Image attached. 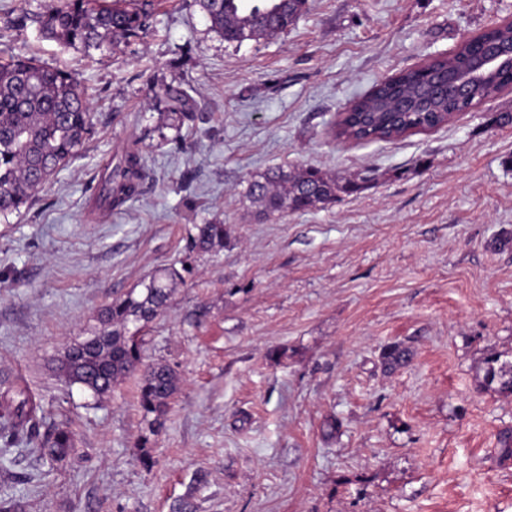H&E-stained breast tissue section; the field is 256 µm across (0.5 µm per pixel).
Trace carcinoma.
<instances>
[{
	"mask_svg": "<svg viewBox=\"0 0 512 512\" xmlns=\"http://www.w3.org/2000/svg\"><path fill=\"white\" fill-rule=\"evenodd\" d=\"M152 0H55L40 21L43 36L72 48L98 49L103 44L130 42L147 30ZM222 36L238 43L283 32L294 25L306 9L307 0H196ZM489 39L502 48L512 46V20L463 40L444 57L425 67L399 72L394 81H382L353 107L339 115L336 136L354 142L392 141L421 127L439 128L448 116L467 112L499 95L512 85V75L501 71L473 86L470 100L459 103L451 94L435 90L438 74L463 70L474 46ZM165 97L173 115H186L187 97L172 88L153 90ZM92 132L89 102L71 73L47 67L32 57L0 61V216L28 207L49 179L77 156ZM142 177L140 151L132 145L117 164H107L99 197L112 208L135 189ZM363 189V184L342 177H329L311 167L272 169L249 183L246 196L264 216L305 212L323 207L342 195ZM191 246L209 251L224 244V225L196 224ZM183 280L174 267L158 270L130 291L112 299L100 312L98 325L81 341L67 345L57 359L56 370L70 385H79L95 397L112 387L142 363V333L170 304L173 285ZM410 359L399 343L385 345L380 353L383 368L393 371ZM484 381L500 394L512 395V361L492 358ZM180 379L167 364H154L143 374L138 403L149 433L162 426ZM41 404L25 386L10 385L0 393V442L19 441L32 446L39 459L58 463L77 452L75 434L57 428L48 435L38 432Z\"/></svg>",
	"mask_w": 512,
	"mask_h": 512,
	"instance_id": "obj_1",
	"label": "carcinoma"
}]
</instances>
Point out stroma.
I'll list each match as a JSON object with an SVG mask.
<instances>
[{
  "label": "stroma",
  "instance_id": "stroma-1",
  "mask_svg": "<svg viewBox=\"0 0 512 512\" xmlns=\"http://www.w3.org/2000/svg\"><path fill=\"white\" fill-rule=\"evenodd\" d=\"M48 3L0 0V52L73 73L93 133L0 218V391L26 385L40 433L71 428L80 453L50 465L15 445L0 497L16 512H512V396L483 384L487 358L512 360V125L491 123L512 88L390 142L333 131L376 84L512 19V0H308L288 30L241 44L195 0H158L141 38L90 50L42 38ZM159 87L188 95L187 118ZM131 144L135 193L99 207L103 166ZM297 166L367 183L259 218L247 181ZM218 222L223 246L191 251L196 225ZM170 266L187 272L143 363L180 386L152 434L139 374L97 399L56 360ZM390 343L413 359L386 373Z\"/></svg>",
  "mask_w": 512,
  "mask_h": 512
}]
</instances>
